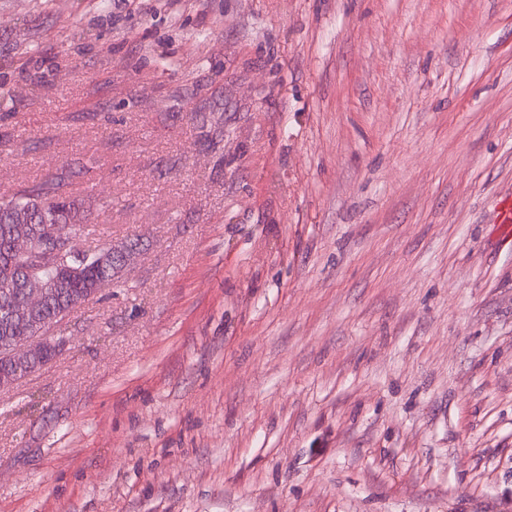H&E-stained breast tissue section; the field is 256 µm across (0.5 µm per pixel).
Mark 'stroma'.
<instances>
[{
  "label": "stroma",
  "instance_id": "35a3bbf8",
  "mask_svg": "<svg viewBox=\"0 0 512 512\" xmlns=\"http://www.w3.org/2000/svg\"><path fill=\"white\" fill-rule=\"evenodd\" d=\"M119 283L0 391V512H512V0H0V196Z\"/></svg>",
  "mask_w": 512,
  "mask_h": 512
}]
</instances>
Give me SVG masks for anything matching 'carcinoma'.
Returning a JSON list of instances; mask_svg holds the SVG:
<instances>
[{
    "label": "carcinoma",
    "instance_id": "1",
    "mask_svg": "<svg viewBox=\"0 0 512 512\" xmlns=\"http://www.w3.org/2000/svg\"><path fill=\"white\" fill-rule=\"evenodd\" d=\"M64 187L55 179L21 183L10 195L0 198V346L45 335L112 285L115 275L124 271L120 261L102 259L101 253L111 251L110 246L79 248L74 244L57 250L48 263L37 267L13 253L14 238L22 234L33 238L42 224L77 226L78 214ZM32 280L53 282L55 287L49 289L41 309L18 314L21 286ZM54 358V353L48 351L18 367L0 351V374H10L20 382Z\"/></svg>",
    "mask_w": 512,
    "mask_h": 512
}]
</instances>
